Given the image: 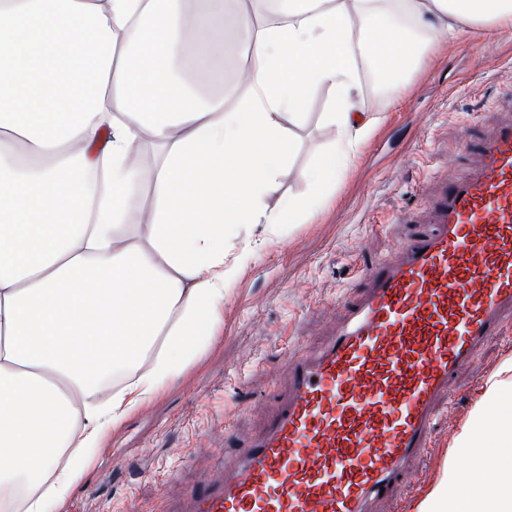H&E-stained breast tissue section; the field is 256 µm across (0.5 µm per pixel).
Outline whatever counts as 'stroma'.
Here are the masks:
<instances>
[{
    "label": "stroma",
    "mask_w": 512,
    "mask_h": 512,
    "mask_svg": "<svg viewBox=\"0 0 512 512\" xmlns=\"http://www.w3.org/2000/svg\"><path fill=\"white\" fill-rule=\"evenodd\" d=\"M431 47L398 91L377 97L361 83L359 104L375 123L353 164L328 183L322 205L304 219L282 212L285 200L311 194L306 174L334 144L322 114L327 90L310 92L290 136L294 150L265 200L277 224H239L227 256L256 246L224 293L223 321L198 357L150 401L108 431L81 479L51 512H188L192 494L257 436L265 412L283 398L287 349L316 346L330 334L336 301L360 294L365 273L391 258L413 233L429 229L428 202L439 182L468 175L494 121L512 114V25L474 24L456 39L424 33ZM512 360V321L486 342L450 385L453 404L429 453L413 459V482L373 501L371 512H411L449 462L473 463L497 476L494 449L455 460L453 444L476 399Z\"/></svg>",
    "instance_id": "stroma-1"
}]
</instances>
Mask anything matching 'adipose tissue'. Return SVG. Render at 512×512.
<instances>
[{"instance_id": "ef3b65f1", "label": "adipose tissue", "mask_w": 512, "mask_h": 512, "mask_svg": "<svg viewBox=\"0 0 512 512\" xmlns=\"http://www.w3.org/2000/svg\"><path fill=\"white\" fill-rule=\"evenodd\" d=\"M453 34L512 24V0H0V512H46L80 479L109 428L199 354L236 271L224 237L275 224L263 199L291 158L288 126L327 89L336 130L322 167L346 169L371 123L355 110L358 57L402 83L423 42L398 23ZM246 45L248 92L224 107L211 53ZM150 137L159 164L128 156ZM160 201L141 240L119 246L126 196ZM505 380L474 404L454 453L486 436L512 450ZM412 512H512V464L446 473Z\"/></svg>"}]
</instances>
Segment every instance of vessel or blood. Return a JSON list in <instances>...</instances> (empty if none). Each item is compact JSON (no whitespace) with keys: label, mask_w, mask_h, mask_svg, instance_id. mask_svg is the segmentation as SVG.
I'll list each match as a JSON object with an SVG mask.
<instances>
[{"label":"vessel or blood","mask_w":512,"mask_h":512,"mask_svg":"<svg viewBox=\"0 0 512 512\" xmlns=\"http://www.w3.org/2000/svg\"><path fill=\"white\" fill-rule=\"evenodd\" d=\"M430 211L431 229L342 303L333 337L288 352L285 403L189 512H369L429 450L456 372L512 315V118Z\"/></svg>","instance_id":"b4317fda"}]
</instances>
